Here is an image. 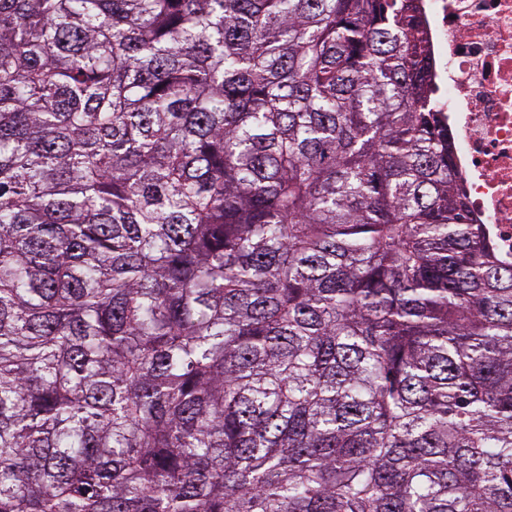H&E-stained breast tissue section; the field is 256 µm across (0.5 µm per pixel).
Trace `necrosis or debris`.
I'll list each match as a JSON object with an SVG mask.
<instances>
[{"label": "necrosis or debris", "instance_id": "obj_1", "mask_svg": "<svg viewBox=\"0 0 512 512\" xmlns=\"http://www.w3.org/2000/svg\"><path fill=\"white\" fill-rule=\"evenodd\" d=\"M455 175L475 223L512 257V0H418Z\"/></svg>", "mask_w": 512, "mask_h": 512}]
</instances>
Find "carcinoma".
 <instances>
[{"label": "carcinoma", "instance_id": "obj_1", "mask_svg": "<svg viewBox=\"0 0 512 512\" xmlns=\"http://www.w3.org/2000/svg\"><path fill=\"white\" fill-rule=\"evenodd\" d=\"M411 0H0V512H512V261Z\"/></svg>", "mask_w": 512, "mask_h": 512}]
</instances>
